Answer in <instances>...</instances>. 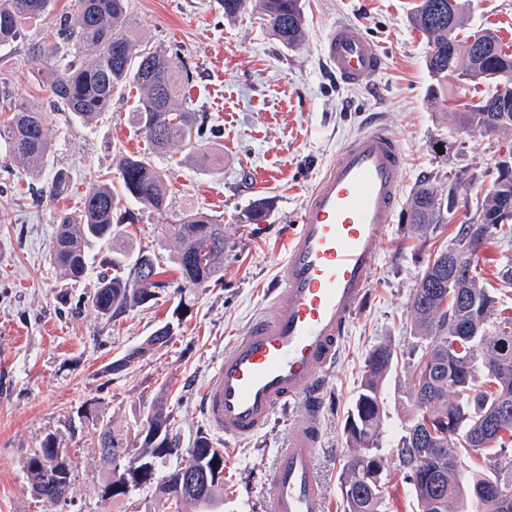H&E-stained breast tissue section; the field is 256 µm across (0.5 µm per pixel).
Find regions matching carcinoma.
<instances>
[{
    "label": "carcinoma",
    "mask_w": 512,
    "mask_h": 512,
    "mask_svg": "<svg viewBox=\"0 0 512 512\" xmlns=\"http://www.w3.org/2000/svg\"><path fill=\"white\" fill-rule=\"evenodd\" d=\"M52 0H0V45L16 41L25 25L43 16ZM470 0H420L411 23L426 38V65L436 80L433 90L441 95L450 78L486 84L478 102L450 112L456 126L485 134L512 132V53L489 29L465 36ZM266 29L282 45L297 46L304 34L301 0H256ZM128 0H72V8L59 24L58 43L51 48L46 83L56 101L89 123L112 109V99L128 86L139 90L136 117L151 152L126 156L119 163V184L99 174L76 215L60 213L54 241L53 264L67 283L82 280L95 261L92 250L107 245L114 249L113 220L122 202L160 210L165 206L168 183L153 160L172 149H195L205 136L204 116L192 111L181 96L190 72L176 52L165 48L138 50L128 33ZM0 98L9 101L12 115L0 118V148L27 164L40 163L50 150L45 113L25 103H13L3 87ZM512 167L497 168V176L477 203L475 213L460 225L455 243H465L471 259L492 237L512 239ZM456 186L441 195L423 183L411 196L407 219L424 247L434 230L456 209ZM161 232L174 237L179 248L173 262L187 288H201L224 265V225L202 210L184 215ZM447 247L429 251L426 266L411 295L410 334L416 339L411 351L406 390L413 415L396 444L405 479L412 485L421 512H451L453 503L471 500L475 512H512V498L495 500L480 494L491 480L512 488V463L503 462L504 449L512 447V360L499 364L497 338H512V317H497L498 299L479 277L469 281L448 278ZM98 276L92 297L100 314L117 318L128 310L154 300V290L165 287L158 254L140 250L128 257L122 249ZM483 357V366L473 363ZM396 359L387 344L374 346L366 355L360 390L345 421V433L355 453L346 461L341 494L344 512H387L384 465L374 455L370 470L362 455L372 454L382 439V383L393 371ZM147 429H139L133 447L126 437L109 429L98 434L99 448H110L106 457L124 458L113 464L101 485V499L128 498L161 482L163 493L182 512L181 505L201 509L224 494V450L199 439L188 455L207 457L218 478L202 498L179 497L172 459L183 460L177 440L170 436L171 420L162 404L148 414ZM58 443L47 437L27 461L35 493L50 505L60 501L67 480L46 478V467L56 458ZM476 457L484 468L464 476L463 463Z\"/></svg>",
    "instance_id": "obj_1"
}]
</instances>
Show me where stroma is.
<instances>
[{
    "mask_svg": "<svg viewBox=\"0 0 512 512\" xmlns=\"http://www.w3.org/2000/svg\"><path fill=\"white\" fill-rule=\"evenodd\" d=\"M69 2L54 0L24 37L0 46V84L16 100L46 112L51 143L36 170L0 154V512H167L169 504L155 487L129 499L101 500L98 489L112 463L93 432L98 423L134 434L159 403L172 416L181 450L200 438L223 449L224 498L214 512H266L269 473L279 448L306 417L303 398L277 409L257 437L227 441L208 426L198 396L230 338L267 308V291L284 258L283 232L304 197L346 140L378 121L405 152L404 196L425 182L443 190L456 185L459 206L438 231L439 242L447 244L475 211L498 159L512 152V134L460 132L447 107L433 100L427 42L410 22L419 0H302L305 35L293 48L269 35L254 7L228 20L222 0H128L129 31L140 48H171L188 64L193 78L185 96L212 133L192 152L157 158L172 186L164 209H137L134 223L116 226L122 249L164 256V286L149 304L112 320L92 303L100 264L80 282L60 287L50 261L55 220L60 211H79L92 176H117L124 156L146 155L149 145L136 123V89L115 97L104 118L86 123L61 111L43 85V51L53 45ZM340 20L360 23L383 54L374 89L344 85L322 61V41ZM466 28L492 29L512 46V0H472ZM59 171L68 174L69 190L47 200L42 192ZM256 199L266 203L264 217L239 223L240 212ZM198 209L224 226V268L208 287L183 294L181 275L167 261L178 244L161 227ZM377 253L366 301L328 373L316 467L329 512H344L340 477L350 453L345 418L365 356L382 342L398 359L382 385L379 454L387 508L421 512L394 451L412 415L405 392L409 301L428 260L411 233L406 207H399ZM183 298L189 308L180 313L176 306ZM168 322L174 335L167 347L108 373L113 361ZM85 409L95 421L82 417ZM49 435L73 466L66 499L55 505L34 493L25 468Z\"/></svg>",
    "mask_w": 512,
    "mask_h": 512,
    "instance_id": "stroma-1",
    "label": "stroma"
}]
</instances>
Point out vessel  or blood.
Here are the masks:
<instances>
[{
    "label": "vessel or blood",
    "mask_w": 512,
    "mask_h": 512,
    "mask_svg": "<svg viewBox=\"0 0 512 512\" xmlns=\"http://www.w3.org/2000/svg\"><path fill=\"white\" fill-rule=\"evenodd\" d=\"M322 57L353 87H371L383 68L378 45L350 21L330 29ZM403 167L399 139L376 123L338 150L288 231L268 309L234 337L202 387L205 420L237 441L258 435L286 400L303 398L307 416L277 455L266 512L329 510L316 469L328 371L395 220Z\"/></svg>",
    "instance_id": "vessel-or-blood-1"
}]
</instances>
